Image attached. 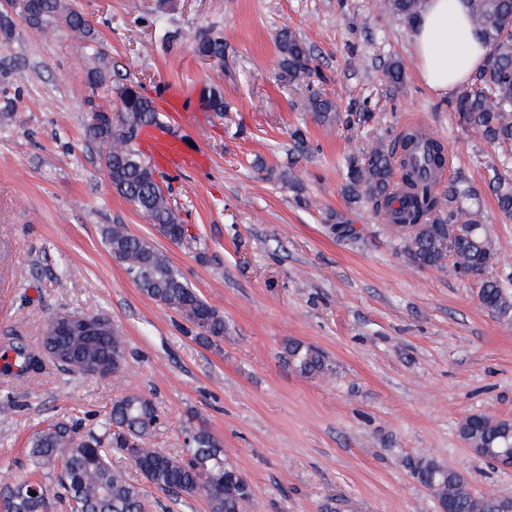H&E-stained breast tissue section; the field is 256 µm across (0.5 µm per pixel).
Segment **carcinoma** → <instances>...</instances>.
Segmentation results:
<instances>
[{"label": "carcinoma", "mask_w": 512, "mask_h": 512, "mask_svg": "<svg viewBox=\"0 0 512 512\" xmlns=\"http://www.w3.org/2000/svg\"><path fill=\"white\" fill-rule=\"evenodd\" d=\"M424 0H383L382 9L394 16L412 20ZM469 15L488 47L487 63L473 83L461 88L454 99L459 122L479 133L493 145H512V0H466ZM42 17L28 22L39 31L63 22L81 39L96 58L104 53L93 41L90 22L70 10L66 0H39ZM278 45L283 65L293 79L309 78L311 55L307 43L290 30L281 31ZM197 51L221 59L224 41L218 34L204 32ZM98 100L92 102L87 136L101 150V160L112 187L146 216L154 229L168 240L179 243L187 229L178 210L160 183L155 169L137 151L140 132L158 120L153 102L139 95L127 100L129 87H114L105 70L98 68L90 77ZM120 106L112 112V96ZM307 107L319 118H327L335 105L319 94L310 95ZM447 151L438 139L421 126H410L397 145L362 150L349 158L346 189L353 199H364L380 218L395 226L412 227L401 237L405 252L419 267L443 268L452 264L464 278L479 280L478 299L498 315L512 312V291L492 276L498 265L499 248L491 231L474 219L464 207L477 196L473 189L448 184V194L440 196L435 181L445 163ZM498 212L512 221V169L492 168L488 182ZM109 249L121 261L133 281L151 299L180 314L196 329L202 340L224 338V316L191 288L165 254L145 238L133 235L122 224L104 228ZM92 342L85 343V332L71 326L59 332L64 349L78 351L103 367L125 354V340L104 315H95ZM288 364L307 377L327 373L323 353L312 346L290 342L285 347ZM13 362L3 371L28 385L44 369V354L25 342L12 341L4 350ZM158 420V410L138 394H124L112 404L101 422L102 433L83 438L60 423L38 432L32 442L31 463L36 468L53 467L63 461L58 478L59 493L38 482L4 476L0 481V508L3 512H51L54 500L65 499L83 512H147L139 485L127 473L112 466V453L128 456L145 480L171 496L174 504L184 497L203 496L209 512H244L254 502L245 476L232 482L233 467L224 461L221 443L200 427L185 429V449L171 453L146 446V436ZM512 433V422L483 414L469 416L460 426L462 439L473 448H496L505 433ZM417 478L438 500L452 499L454 512H489L493 502L468 491L469 482L460 472L440 462L421 458L415 465Z\"/></svg>", "instance_id": "carcinoma-1"}]
</instances>
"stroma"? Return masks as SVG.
<instances>
[{
	"instance_id": "1",
	"label": "stroma",
	"mask_w": 512,
	"mask_h": 512,
	"mask_svg": "<svg viewBox=\"0 0 512 512\" xmlns=\"http://www.w3.org/2000/svg\"><path fill=\"white\" fill-rule=\"evenodd\" d=\"M380 0H67L90 20L113 84L151 99L173 83L193 86L188 114L162 125L210 157L203 171L164 181L186 239L161 237L112 187L90 120L93 59L67 27L33 36L14 17L0 41V342L36 345L44 321L63 312L104 313L126 344L120 377H74L47 366L38 390L0 375V472L56 487L34 471L33 435L51 423L99 431L117 396L151 400L160 419L147 441L176 453L186 426L207 429L251 483L255 512H438L413 466L429 457L464 474L476 493L512 495V470L480 461L460 436L464 419L512 421V314L489 312L479 283L453 267L422 268L394 227L345 191V161L421 124L453 156L450 176L479 191L466 206L491 227L497 275L512 276V223L485 187L503 157L462 129L451 98L422 83L408 22ZM290 29L312 51L338 110L322 121L311 90L290 79L277 35ZM211 29L224 58L200 56ZM402 85L385 76L390 62ZM218 88L226 111L200 95ZM306 133L296 150L294 128ZM343 214L356 242L332 233ZM123 224L150 240L224 316L223 339H196L177 313L147 297L103 239ZM318 348L331 371L305 377L285 345Z\"/></svg>"
}]
</instances>
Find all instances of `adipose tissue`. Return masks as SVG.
Segmentation results:
<instances>
[{"label":"adipose tissue","mask_w":512,"mask_h":512,"mask_svg":"<svg viewBox=\"0 0 512 512\" xmlns=\"http://www.w3.org/2000/svg\"><path fill=\"white\" fill-rule=\"evenodd\" d=\"M409 36L421 80L441 97L467 82L488 55L465 0H425L410 23Z\"/></svg>","instance_id":"1"}]
</instances>
